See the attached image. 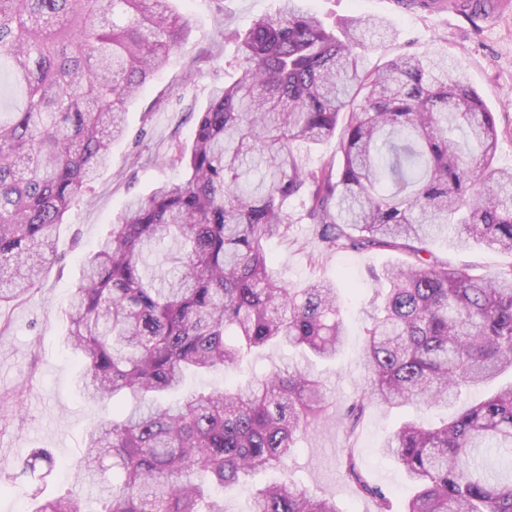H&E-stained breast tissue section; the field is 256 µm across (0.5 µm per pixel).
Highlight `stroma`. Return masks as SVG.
<instances>
[{
    "instance_id": "35a3bbf8",
    "label": "stroma",
    "mask_w": 512,
    "mask_h": 512,
    "mask_svg": "<svg viewBox=\"0 0 512 512\" xmlns=\"http://www.w3.org/2000/svg\"><path fill=\"white\" fill-rule=\"evenodd\" d=\"M327 25L340 30L374 18L388 21L394 41L365 50L368 65L395 55L443 56L462 69L494 113L499 141L494 163L512 169V15L493 23L453 13L404 11L393 0H303ZM280 0H176L187 22L185 37L168 66L148 82L129 108L130 134L112 148V162L100 171L56 230L57 257L36 288L0 308V512H33L35 490L44 496L79 493L83 512H100L89 490H76L71 469L81 458L86 432L109 415V408L87 402L79 384L77 355L66 343L69 296L81 277V261L111 229L128 197L146 195L158 184L181 180L173 162L179 144L188 142L196 116L207 106L214 86L239 74L238 45L229 40L263 14L276 13ZM273 271L298 286L316 278L335 281L343 302L346 337L332 361L307 362L300 351L273 348L256 352L240 366L193 380L211 389L243 382L271 363L312 366L327 389L326 419L298 442L292 468L299 485L313 495L334 497L341 512H373L371 500L354 496L340 467L344 449L355 448L369 480L392 493L402 508L409 491L402 469L382 446L400 423L413 419L427 426L447 418L443 407L391 409L369 406L355 434L340 417L366 389L364 309L376 284L375 270L402 261L401 253L371 250L354 254L319 252L307 222L295 224L287 238L269 242ZM429 251L438 261L495 275L512 264V254L483 246H463L450 237L434 239ZM37 448L47 449L55 466L45 485L22 473Z\"/></svg>"
}]
</instances>
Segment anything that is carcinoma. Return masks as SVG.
Returning <instances> with one entry per match:
<instances>
[{
  "label": "carcinoma",
  "mask_w": 512,
  "mask_h": 512,
  "mask_svg": "<svg viewBox=\"0 0 512 512\" xmlns=\"http://www.w3.org/2000/svg\"><path fill=\"white\" fill-rule=\"evenodd\" d=\"M174 0H0V69L21 102L0 112V307L34 289L55 259L54 230L127 134L138 90L166 65L185 23ZM338 37L300 0L236 34L241 75L215 88L182 148V180L128 200L82 260L68 340L85 398L129 403L93 424L72 465L102 512H223L216 492L277 467L250 512H341L298 486L297 436L327 410L308 370L272 366L245 383L186 392L189 374L238 365L266 348L336 356L345 325L336 283L289 288L267 244L288 236L289 203L326 253L397 251L374 274L366 330L369 388L346 408L354 433L367 407H448L463 389L512 371V266L491 277L427 255L458 230L512 253V170L496 168L495 116L442 59L400 55L374 67L366 33ZM336 140L339 157L303 153ZM180 243L176 273L144 251ZM178 394L175 401L164 399ZM383 453L403 468L402 512H512V384L444 423L405 421ZM342 467L353 493L393 512L353 448ZM34 512H81L74 497Z\"/></svg>",
  "instance_id": "cac0c4a2"
}]
</instances>
